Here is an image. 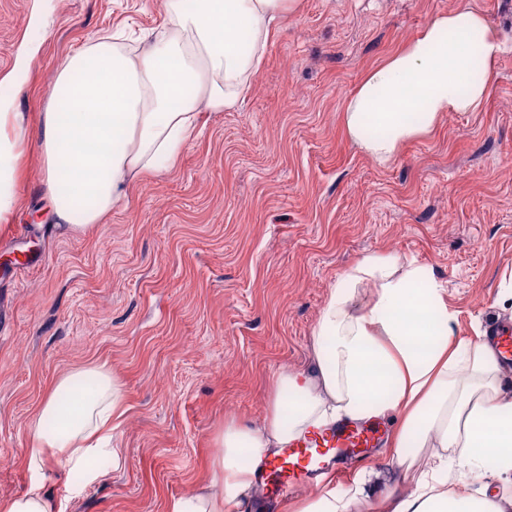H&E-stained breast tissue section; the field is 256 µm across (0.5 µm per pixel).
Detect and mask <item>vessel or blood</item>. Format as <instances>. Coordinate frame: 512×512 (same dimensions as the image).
<instances>
[{"mask_svg":"<svg viewBox=\"0 0 512 512\" xmlns=\"http://www.w3.org/2000/svg\"><path fill=\"white\" fill-rule=\"evenodd\" d=\"M385 434L377 419L343 421L316 438H301L284 449L261 475L264 497H279L297 483L315 479L333 463L361 457L375 448Z\"/></svg>","mask_w":512,"mask_h":512,"instance_id":"1","label":"vessel or blood"}]
</instances>
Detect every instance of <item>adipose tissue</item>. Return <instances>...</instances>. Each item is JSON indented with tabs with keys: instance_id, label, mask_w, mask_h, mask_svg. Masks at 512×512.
Segmentation results:
<instances>
[{
	"instance_id": "ef3b65f1",
	"label": "adipose tissue",
	"mask_w": 512,
	"mask_h": 512,
	"mask_svg": "<svg viewBox=\"0 0 512 512\" xmlns=\"http://www.w3.org/2000/svg\"><path fill=\"white\" fill-rule=\"evenodd\" d=\"M293 0H167L165 26L128 51L116 35L90 40L56 71L37 118L47 196L56 223L83 233L126 199L142 174L174 160L201 111L232 112L245 100L271 32ZM251 35L242 46L241 31ZM505 50L484 15L460 6L436 16L403 49L373 66L346 100L344 124L361 150L392 161L403 142L430 133L443 114L477 112ZM0 96V218L18 204L23 121ZM371 283L366 303L358 288ZM432 270L370 254L341 274L310 336V369L275 374L260 424L224 423L210 485L173 498L166 512H252L265 463L282 448L336 422L392 417L390 470L409 474L411 451H432L406 493L383 470L358 468L349 487L318 478L308 499L283 512H512V387L483 339L462 340ZM97 386L81 389L84 375ZM75 395L74 414L60 393ZM123 404L105 366L57 379L29 432L31 469L52 459L94 481L95 458H117L112 417Z\"/></svg>"
}]
</instances>
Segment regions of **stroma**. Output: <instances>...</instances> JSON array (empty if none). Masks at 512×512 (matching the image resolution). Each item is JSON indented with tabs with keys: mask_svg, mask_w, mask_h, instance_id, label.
I'll list each match as a JSON object with an SVG mask.
<instances>
[{
	"mask_svg": "<svg viewBox=\"0 0 512 512\" xmlns=\"http://www.w3.org/2000/svg\"><path fill=\"white\" fill-rule=\"evenodd\" d=\"M165 3L0 0V77L40 45L15 101L19 204L0 227V496L39 476L65 512H166L206 482L225 419L260 422L273 373L307 366L330 288L368 254L432 268L459 337L512 326L498 304L512 276V0H295L242 106L202 113L173 166L70 233L53 221L36 134L55 70L100 34L161 29ZM462 4L507 46L483 108L443 115L378 164L346 133L347 97ZM101 363L124 392L119 463L100 461L89 484L51 462L34 474L40 403L65 372Z\"/></svg>",
	"mask_w": 512,
	"mask_h": 512,
	"instance_id": "obj_1",
	"label": "stroma"
}]
</instances>
